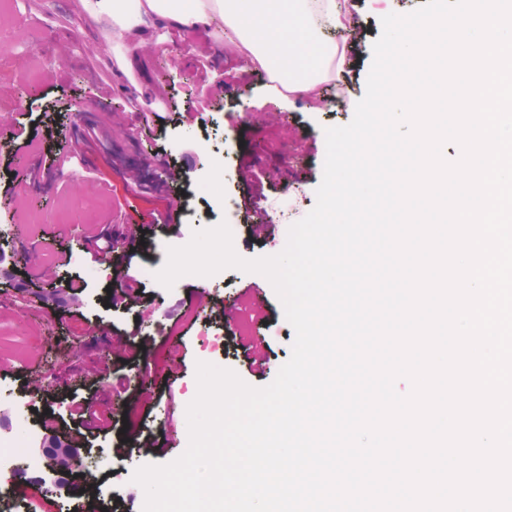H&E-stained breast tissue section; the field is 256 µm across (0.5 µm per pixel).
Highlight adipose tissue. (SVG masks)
I'll list each match as a JSON object with an SVG mask.
<instances>
[{
  "label": "adipose tissue",
  "instance_id": "adipose-tissue-1",
  "mask_svg": "<svg viewBox=\"0 0 512 512\" xmlns=\"http://www.w3.org/2000/svg\"><path fill=\"white\" fill-rule=\"evenodd\" d=\"M89 21L112 43L117 69L133 75L145 20L215 43L232 41L282 87L283 97L313 95L338 58L328 28H345L344 0H82Z\"/></svg>",
  "mask_w": 512,
  "mask_h": 512
}]
</instances>
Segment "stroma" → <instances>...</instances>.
Instances as JSON below:
<instances>
[{
	"label": "stroma",
	"mask_w": 512,
	"mask_h": 512,
	"mask_svg": "<svg viewBox=\"0 0 512 512\" xmlns=\"http://www.w3.org/2000/svg\"><path fill=\"white\" fill-rule=\"evenodd\" d=\"M425 0H348L350 22L334 39L345 49V67L318 88L316 100L274 96L263 70L231 42L205 43L174 31L166 49L146 43L137 50L140 75L115 71L101 29L85 22L79 0H22L23 19H35L50 37L67 31L62 49L41 52V70L29 56L0 47V120L29 125L32 144L17 153L0 137V253L16 259L0 278V435L45 433L44 411L63 412L70 398H87L111 414L112 430L88 436L81 453L101 456L94 471L67 472V489L51 492L39 472L27 469L10 480L0 512H78L81 496L70 486L95 481L112 491V512H142L144 491L132 480L144 464H165L189 442L186 407L197 393L196 364L235 371L251 386L242 358L211 350L207 335L233 337L241 345L264 337L272 372L290 359L295 332L270 282L257 273L229 269L210 277L189 275L167 289L144 279L161 268L167 246L185 245L193 231L224 219L222 198L234 196L233 245L245 259L279 253L287 225L275 223L267 236L249 229L256 218L293 208L300 220L316 203L326 156L324 130L351 122L366 93L373 44L380 20L408 13ZM98 73L87 79L86 70ZM85 98L89 112L75 114ZM167 100L151 115L150 127L133 117L137 106ZM95 130L93 142L81 140ZM71 151L62 154L60 142ZM40 165L39 180L27 178L21 156ZM143 178L135 186L124 177ZM171 207L174 220L154 223L156 210ZM46 213L28 221L31 209ZM132 224L136 233L124 254L87 253L88 238ZM39 240L30 256L31 240ZM129 274L143 287L123 307L109 303V289ZM86 287L74 295L72 278ZM208 305H201V296ZM125 377L129 390L113 400L108 389ZM127 448L117 457L115 447Z\"/></svg>",
	"instance_id": "35a3bbf8"
}]
</instances>
